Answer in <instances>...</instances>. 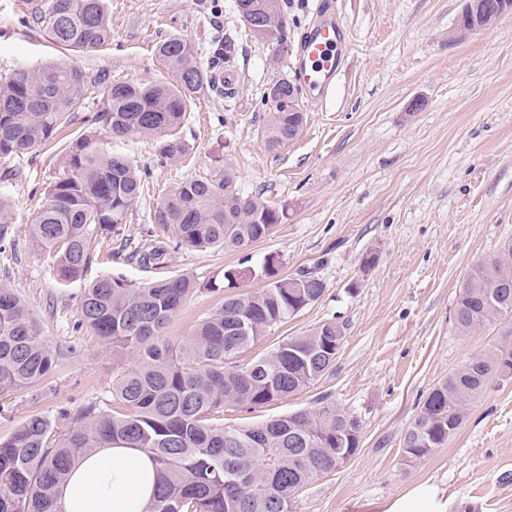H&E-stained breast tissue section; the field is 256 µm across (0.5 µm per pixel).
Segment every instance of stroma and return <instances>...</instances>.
<instances>
[{
	"label": "stroma",
	"instance_id": "1",
	"mask_svg": "<svg viewBox=\"0 0 512 512\" xmlns=\"http://www.w3.org/2000/svg\"><path fill=\"white\" fill-rule=\"evenodd\" d=\"M38 2L0 0V77L59 57L32 21ZM316 2L283 0L288 52L280 56L247 35L236 0H107L112 38L95 52L73 54L83 70L119 81H166L156 42L187 38L206 67L227 41L239 94L210 92L193 101L181 130L192 151L183 159L159 161L149 135L110 137L91 121L101 107L92 95L68 113L50 144L0 161V196L11 206L0 286L26 302L52 345L75 348L42 383L0 395V440L36 414L62 428L61 412L93 402L119 412L112 381L132 358L82 324L86 280L193 275L202 289L166 329L178 342L222 303L211 281L230 268H260L275 255L282 274L314 272L325 292L272 328L242 363L331 320L344 327L336 363L296 395L248 411L225 409L217 423L251 427L324 398L363 427L351 461L301 490L292 512H384L420 484L435 486L449 512H512V379L496 381L475 400L432 456L409 467L401 461L405 433L431 389L502 341L503 324L463 335L453 317L471 265L512 240V11L457 39L451 32L464 0H334L345 33L335 82L326 94H304L303 133L271 153L261 136L269 114L257 104L273 78L293 76ZM90 131L146 174L127 217L133 237L151 230L162 197L209 176L219 159L236 171L243 193L262 196L286 217L266 239L236 250L182 248L158 269L139 267L115 239L103 238L92 247L85 281L62 282L48 249L33 241L30 220L66 145Z\"/></svg>",
	"mask_w": 512,
	"mask_h": 512
}]
</instances>
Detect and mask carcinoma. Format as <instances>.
<instances>
[{"label": "carcinoma", "instance_id": "cac0c4a2", "mask_svg": "<svg viewBox=\"0 0 512 512\" xmlns=\"http://www.w3.org/2000/svg\"><path fill=\"white\" fill-rule=\"evenodd\" d=\"M256 40L282 47L288 27L280 0H236ZM33 22L66 51L91 53L112 38L105 0H46ZM156 58L172 73L167 82L112 81L91 77L78 65L49 61L22 68L0 81V158L30 153L52 142L66 115L86 95L99 93L102 108L92 121L115 138L150 134L160 159L189 152L179 135L194 98L211 87L210 68L197 62L192 43L171 36L157 43ZM303 91L283 84L262 94L269 120L262 130L274 152L301 135L306 122ZM142 175L122 154L93 133L67 146L63 164L31 220L33 239L54 250L63 282L82 279L93 241L120 238L144 268H162L172 246L236 249L269 237L284 210L259 195L241 193L235 172L217 163L208 178L179 185L156 207L152 223L171 232L175 244L156 234L136 240L123 234L138 201ZM275 256L264 259L265 285L256 292L226 295L186 340L173 343L165 330L198 291L189 274L145 283L103 276L84 288L80 313L103 341L135 354L112 383V400L126 407L114 415L95 405L71 415L60 429L34 415L0 441V512H65L55 489L75 460L94 448L125 444L149 455L160 475L147 512H290L292 498L335 471L336 448L352 456L362 434L357 416L321 402L257 426L225 428L214 423L226 408L251 410L286 399L331 371L339 347L336 322L282 340L246 366L228 362L275 325L297 315L324 293L306 272L283 276ZM512 316V244L473 265L460 288L454 321L462 333ZM491 353L475 355L425 398L404 436L403 455L420 462L443 447L473 402L497 380L512 377V325ZM75 351L52 346L26 303L0 287V394L41 383L60 357Z\"/></svg>", "mask_w": 512, "mask_h": 512}]
</instances>
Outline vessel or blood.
<instances>
[{"label": "vessel or blood", "instance_id": "b4317fda", "mask_svg": "<svg viewBox=\"0 0 512 512\" xmlns=\"http://www.w3.org/2000/svg\"><path fill=\"white\" fill-rule=\"evenodd\" d=\"M342 39L331 0H320L295 64V80L302 90L321 93L330 87L340 65Z\"/></svg>", "mask_w": 512, "mask_h": 512}]
</instances>
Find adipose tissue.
<instances>
[{
  "label": "adipose tissue",
  "instance_id": "adipose-tissue-1",
  "mask_svg": "<svg viewBox=\"0 0 512 512\" xmlns=\"http://www.w3.org/2000/svg\"><path fill=\"white\" fill-rule=\"evenodd\" d=\"M157 479L140 449L99 448L78 459L57 494L66 512H146Z\"/></svg>",
  "mask_w": 512,
  "mask_h": 512
}]
</instances>
